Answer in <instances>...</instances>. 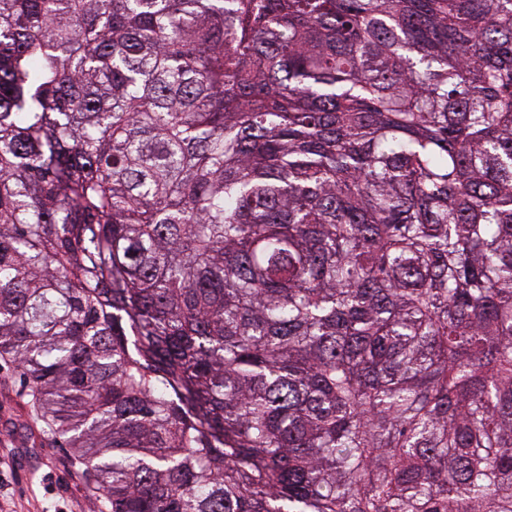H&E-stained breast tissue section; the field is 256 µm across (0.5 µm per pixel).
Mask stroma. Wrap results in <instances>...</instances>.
I'll return each mask as SVG.
<instances>
[{
  "mask_svg": "<svg viewBox=\"0 0 512 512\" xmlns=\"http://www.w3.org/2000/svg\"><path fill=\"white\" fill-rule=\"evenodd\" d=\"M33 413L14 365L0 361V512H104L81 461Z\"/></svg>",
  "mask_w": 512,
  "mask_h": 512,
  "instance_id": "stroma-1",
  "label": "stroma"
}]
</instances>
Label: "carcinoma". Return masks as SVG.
Segmentation results:
<instances>
[{
    "label": "carcinoma",
    "instance_id": "cac0c4a2",
    "mask_svg": "<svg viewBox=\"0 0 512 512\" xmlns=\"http://www.w3.org/2000/svg\"><path fill=\"white\" fill-rule=\"evenodd\" d=\"M0 358L111 512H512V0H0Z\"/></svg>",
    "mask_w": 512,
    "mask_h": 512
}]
</instances>
